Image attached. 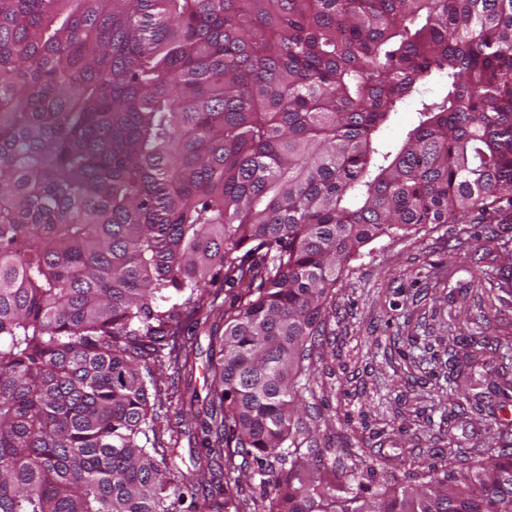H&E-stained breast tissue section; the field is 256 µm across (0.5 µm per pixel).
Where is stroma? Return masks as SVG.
<instances>
[{
	"label": "stroma",
	"instance_id": "1",
	"mask_svg": "<svg viewBox=\"0 0 512 512\" xmlns=\"http://www.w3.org/2000/svg\"><path fill=\"white\" fill-rule=\"evenodd\" d=\"M512 336V222L429 224L409 236L366 245L336 289L322 346L314 349L311 390L301 412L319 447L355 452L380 474L405 477L430 464L433 449L452 447L468 462L476 449L512 443V402L496 387L512 366L487 358L458 405L434 401L449 358L465 361L471 337ZM192 377L157 369L161 388L205 397L210 338L186 341ZM162 433L177 430L181 469L192 466L195 424L180 405L158 412Z\"/></svg>",
	"mask_w": 512,
	"mask_h": 512
}]
</instances>
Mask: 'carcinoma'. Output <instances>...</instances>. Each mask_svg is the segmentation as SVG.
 I'll list each match as a JSON object with an SVG mask.
<instances>
[{"label":"carcinoma","instance_id":"carcinoma-1","mask_svg":"<svg viewBox=\"0 0 512 512\" xmlns=\"http://www.w3.org/2000/svg\"><path fill=\"white\" fill-rule=\"evenodd\" d=\"M510 216L512 0H0V512H191L150 398L206 325L208 512H512L508 448L374 489L298 414L366 243ZM414 119L415 114L409 109L396 113L392 122L384 129V136L392 142L401 141L405 137L407 130L413 125Z\"/></svg>","mask_w":512,"mask_h":512}]
</instances>
